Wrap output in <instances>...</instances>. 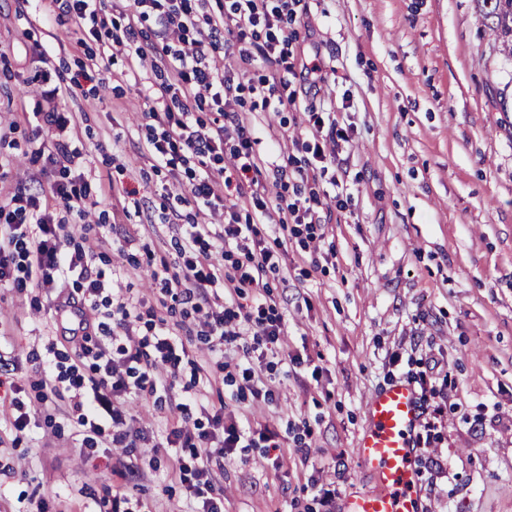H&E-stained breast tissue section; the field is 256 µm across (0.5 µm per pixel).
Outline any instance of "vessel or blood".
Returning a JSON list of instances; mask_svg holds the SVG:
<instances>
[{
	"instance_id": "1",
	"label": "vessel or blood",
	"mask_w": 512,
	"mask_h": 512,
	"mask_svg": "<svg viewBox=\"0 0 512 512\" xmlns=\"http://www.w3.org/2000/svg\"><path fill=\"white\" fill-rule=\"evenodd\" d=\"M421 413L413 382L395 380L370 396L356 455L360 467L372 475L375 488L345 498L342 512H422L416 467Z\"/></svg>"
}]
</instances>
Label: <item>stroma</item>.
I'll return each mask as SVG.
<instances>
[{"mask_svg":"<svg viewBox=\"0 0 512 512\" xmlns=\"http://www.w3.org/2000/svg\"><path fill=\"white\" fill-rule=\"evenodd\" d=\"M305 5L294 56L322 59L323 89L305 93L292 82L290 112L253 110L249 97L241 107L264 136L251 176L270 187L279 152L308 156L315 131L307 106L354 130L327 176L302 187L320 199L342 191L344 209L322 224L261 227L280 267L268 277L280 344L295 361L269 355L251 366L237 344L212 355L193 343L192 362L162 401L130 400L127 422L163 434L194 387V421L208 425L221 410L251 435L276 429L284 450L277 467L258 442L214 466L224 512H323L310 478H335L345 497L373 487L356 458L371 394L438 359L448 384L428 453L445 468H420L423 512H512V112L499 105L500 94L512 97V57L490 53L474 0ZM51 10L50 0H0V203L26 178L57 219L68 218L34 153L35 115L47 105L31 87L50 72L66 88L61 111L74 119L72 170L91 185L102 216L97 233L107 243L93 268L116 275L123 296L139 300L137 336L155 315L195 326L198 313L167 312L168 294L150 271L187 272L170 218L190 213L179 185L198 160L174 177L145 158L149 104L126 55L112 57L103 80L71 87L108 39L49 23ZM279 239L286 250L276 249ZM70 289L66 281L0 288V400L20 397L36 420L19 436L0 423V512H105L116 487L143 512H191L175 454L82 448L67 414L72 391L40 403L48 347L70 348L56 314ZM197 363L207 382L194 383ZM248 367L271 385L272 401L253 397L242 376Z\"/></svg>","mask_w":512,"mask_h":512,"instance_id":"35a3bbf8","label":"stroma"}]
</instances>
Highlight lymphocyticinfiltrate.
I'll list each match as a JSON object with an SVG mask.
<instances>
[{
    "label": "lymphocytic infiltrate",
    "mask_w": 512,
    "mask_h": 512,
    "mask_svg": "<svg viewBox=\"0 0 512 512\" xmlns=\"http://www.w3.org/2000/svg\"><path fill=\"white\" fill-rule=\"evenodd\" d=\"M301 0H224L219 14L205 11L200 0H131L130 24L112 25L107 36L112 44L123 47L135 69L151 71L158 79V95L148 116L160 131L146 145V155L153 167L177 174L188 156L199 159L200 168L189 179L187 204L195 208L191 222L179 225L185 248L197 249L188 261L185 281H172L166 269L152 270L153 280L165 282L175 304L191 306L203 312L196 335L209 353L223 351L225 343L241 341L243 355H251L252 345L243 343L245 335L265 337L273 355H281L279 345L282 321L271 314L264 275L278 271L259 230L260 224L278 216L283 224L316 223V212L309 198L294 194L269 196L264 185L251 182L240 190L238 198L254 210V218L240 223L235 206L224 194L229 186V171L248 175L257 166L261 142L246 113L237 111L242 92L254 97V107L265 112H280L293 106L295 99L286 94L284 82L269 75L271 67H284L292 54L295 34L292 25ZM154 21L165 41L171 43L163 62H156L151 47L136 39V22ZM224 62H217L216 53ZM260 67L266 74L256 82L243 84L248 69ZM40 96L51 107L38 113L36 129L49 133L53 148L44 153V164L59 170L63 178L53 185V193L74 223L93 222L94 205L87 184L71 176L75 157L69 145L72 119L69 113L53 109L62 90L50 73H43L38 84ZM214 103L222 108L221 122L205 124L194 119L193 108ZM308 122L321 139L312 149V157L300 161L284 158L277 165L279 177L304 184L325 176L336 156L337 141L349 140L348 130L326 124L322 113L309 111ZM29 219L0 208V287L43 288L58 279L71 280L78 301L59 304L61 313L78 312L80 320L71 330L74 345L69 376L56 374L54 363H46L42 382L43 400L49 401L59 391L60 382H68L80 396L72 406V417L79 427L82 445L98 447L108 440L113 448H132L143 439V432H131L126 426L125 403L135 397H156L167 392L188 348L171 330L166 319L150 323L149 332L131 336V324L140 320L137 302L115 300L107 293L101 272L89 264L92 246L66 244L62 224L53 212L42 206L38 196L26 194ZM223 225L224 243L252 242L251 269L239 276L225 278L223 268L214 264L209 237L214 225ZM232 294L250 288L261 296L255 307L226 305L220 286ZM104 338L96 348H88L91 334ZM211 430L189 424L170 429L161 445L188 453L179 467V479L194 492L195 512H224V494L216 488L211 464L226 459L246 441V430L235 417L215 413ZM110 435H103V427Z\"/></svg>",
    "instance_id": "f902f5d3"
}]
</instances>
